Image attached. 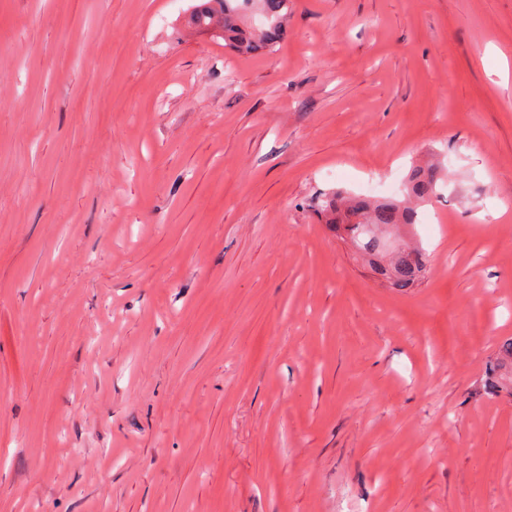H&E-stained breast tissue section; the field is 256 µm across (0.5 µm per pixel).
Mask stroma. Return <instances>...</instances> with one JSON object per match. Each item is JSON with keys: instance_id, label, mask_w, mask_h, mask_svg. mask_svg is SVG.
<instances>
[{"instance_id": "1", "label": "stroma", "mask_w": 512, "mask_h": 512, "mask_svg": "<svg viewBox=\"0 0 512 512\" xmlns=\"http://www.w3.org/2000/svg\"><path fill=\"white\" fill-rule=\"evenodd\" d=\"M0 0V512H512V0ZM446 185L396 288L319 198ZM291 0H199L191 13L190 24L240 54L273 48L281 39ZM254 9L263 18L260 25H240L242 15Z\"/></svg>"}]
</instances>
